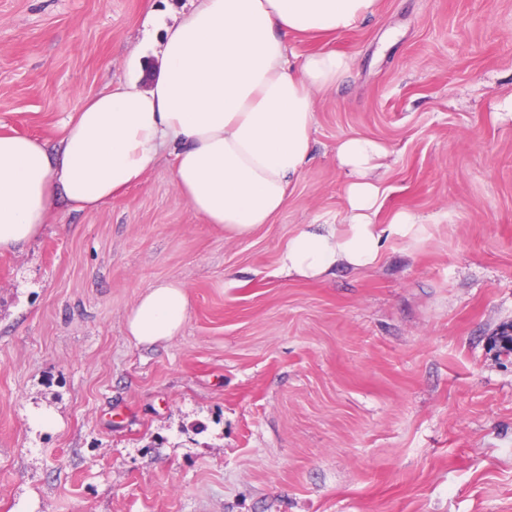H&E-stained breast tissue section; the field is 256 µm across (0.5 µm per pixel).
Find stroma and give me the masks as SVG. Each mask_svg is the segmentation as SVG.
Segmentation results:
<instances>
[{
    "label": "stroma",
    "instance_id": "obj_1",
    "mask_svg": "<svg viewBox=\"0 0 512 512\" xmlns=\"http://www.w3.org/2000/svg\"><path fill=\"white\" fill-rule=\"evenodd\" d=\"M190 6L0 0V133L55 146L132 54L159 69ZM293 48L353 67L269 223H203L166 157L0 254V512H512V0H379ZM353 135L389 151L377 262L281 274L292 236L342 223ZM163 280L188 320L138 344L127 315Z\"/></svg>",
    "mask_w": 512,
    "mask_h": 512
}]
</instances>
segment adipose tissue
I'll use <instances>...</instances> for the list:
<instances>
[{"label":"adipose tissue","instance_id":"adipose-tissue-1","mask_svg":"<svg viewBox=\"0 0 512 512\" xmlns=\"http://www.w3.org/2000/svg\"><path fill=\"white\" fill-rule=\"evenodd\" d=\"M378 0H195L162 42L148 85L133 78L89 96L62 127L57 151L0 134V252L36 238L58 202L92 211L140 182L162 156L180 196L207 224L236 237L269 223L311 156L316 100L348 74L336 50L296 59L288 40L337 36L374 16ZM387 148L365 137L336 144L348 175L343 225L300 230L282 272L317 279L336 267L373 265L385 194ZM189 300L175 280L150 285L126 326L140 344L177 335Z\"/></svg>","mask_w":512,"mask_h":512}]
</instances>
